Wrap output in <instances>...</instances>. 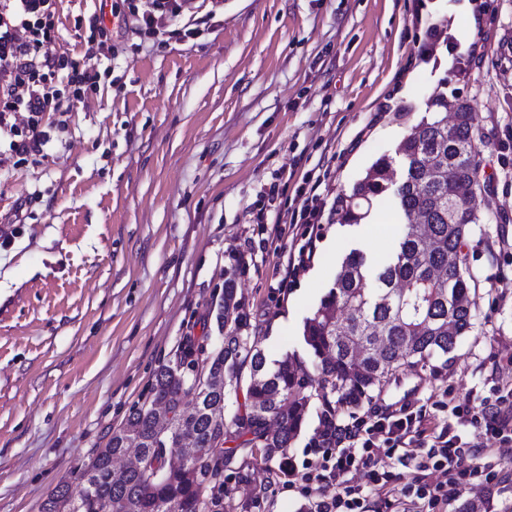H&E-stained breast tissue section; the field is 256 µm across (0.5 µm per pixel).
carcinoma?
Here are the masks:
<instances>
[{"instance_id": "carcinoma-1", "label": "carcinoma", "mask_w": 512, "mask_h": 512, "mask_svg": "<svg viewBox=\"0 0 512 512\" xmlns=\"http://www.w3.org/2000/svg\"><path fill=\"white\" fill-rule=\"evenodd\" d=\"M429 109L397 146L407 168L402 182L390 180L394 158L383 155L338 198L342 223L358 225L370 217L373 198L390 192L400 228L385 258L354 250L341 262L333 287L304 322L311 365L288 352L270 362L258 339L246 335L236 288L244 257H236L224 272L215 316L222 346L208 352L186 339L156 372L148 401L130 409L77 482L60 486L42 512H225L224 439L262 449L265 462L273 452L283 460L313 401L323 414L359 408L406 371L455 349L475 327L467 296L478 278L464 246L483 218L478 198L461 188H481L478 118L469 103L450 102L443 92ZM127 437L140 439L145 459L117 477L113 460ZM173 452L183 466L151 478Z\"/></svg>"}]
</instances>
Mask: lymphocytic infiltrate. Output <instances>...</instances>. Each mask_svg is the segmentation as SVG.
Segmentation results:
<instances>
[{
	"label": "lymphocytic infiltrate",
	"mask_w": 512,
	"mask_h": 512,
	"mask_svg": "<svg viewBox=\"0 0 512 512\" xmlns=\"http://www.w3.org/2000/svg\"><path fill=\"white\" fill-rule=\"evenodd\" d=\"M195 10L193 0H147L117 23L163 43L169 19ZM55 17L56 0H0V133L10 138L0 167L43 155V114L72 111L95 68L91 49L78 57L49 53ZM435 408L480 429L494 447L459 442L407 407L373 408L348 422L324 416L313 439L319 457L289 465V483L302 484L315 512H447L462 487L497 480L493 461L512 446V403L503 395L478 403L452 397Z\"/></svg>",
	"instance_id": "obj_1"
}]
</instances>
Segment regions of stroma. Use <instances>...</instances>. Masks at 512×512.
<instances>
[{"label":"stroma","instance_id":"stroma-1","mask_svg":"<svg viewBox=\"0 0 512 512\" xmlns=\"http://www.w3.org/2000/svg\"><path fill=\"white\" fill-rule=\"evenodd\" d=\"M130 3L57 0L51 52L84 54L104 22L108 56L83 104L45 113V157L0 168V227L12 233L0 246V512H41L74 482L185 337L219 345L205 317L232 255L245 257L249 335L268 358L309 361L304 321L343 257L385 256L398 230L389 194L374 201L381 234L324 213L313 263L283 282L304 242L302 195L314 182L327 199L350 194L442 90L475 109L489 184L486 223L465 242L478 325L372 404L428 411L512 381V0H224L221 13L173 19L163 45L113 26ZM439 24L461 45L485 41L483 57L458 69L445 48L423 54ZM266 216L283 237L265 232ZM501 468L503 484L462 488L448 512L484 498L512 512V449ZM224 476L233 512L308 501L300 485H267L247 447Z\"/></svg>","mask_w":512,"mask_h":512}]
</instances>
